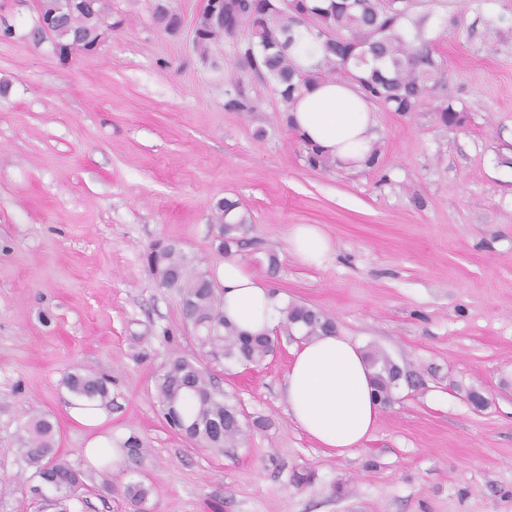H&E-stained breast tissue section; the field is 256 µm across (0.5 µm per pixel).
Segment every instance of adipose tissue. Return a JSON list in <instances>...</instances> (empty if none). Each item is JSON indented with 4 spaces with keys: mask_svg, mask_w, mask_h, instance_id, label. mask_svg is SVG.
<instances>
[{
    "mask_svg": "<svg viewBox=\"0 0 512 512\" xmlns=\"http://www.w3.org/2000/svg\"><path fill=\"white\" fill-rule=\"evenodd\" d=\"M302 140L337 166L361 170L373 142L374 116L357 87L324 81L304 94L288 115ZM288 250L305 265L321 264L333 251L329 235L315 224H295ZM224 290V317L240 331L273 335L284 304L235 255L213 270ZM284 398L298 427L336 454L362 447L376 426L381 404L360 345L334 334L303 341L284 381Z\"/></svg>",
    "mask_w": 512,
    "mask_h": 512,
    "instance_id": "1",
    "label": "adipose tissue"
}]
</instances>
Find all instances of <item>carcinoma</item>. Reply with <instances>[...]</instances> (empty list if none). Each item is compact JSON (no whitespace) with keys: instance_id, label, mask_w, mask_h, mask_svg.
<instances>
[{"instance_id":"obj_1","label":"carcinoma","mask_w":512,"mask_h":512,"mask_svg":"<svg viewBox=\"0 0 512 512\" xmlns=\"http://www.w3.org/2000/svg\"><path fill=\"white\" fill-rule=\"evenodd\" d=\"M224 4L222 19L198 16L195 51L212 68H220L212 58V47L230 35V28L247 24L237 54L256 58L258 76L274 85L286 113L304 90L319 81L350 82L368 102L400 114L418 111L444 82V64L435 55L433 40L426 37L427 16L415 13V0H288L286 5L279 0H224ZM47 11L62 15L53 38L60 49L73 53L108 31L111 5L110 0H38V12ZM176 21L169 0H156L155 26L173 34ZM309 36L319 42V52L302 66L294 53L304 50ZM435 112L448 127L462 125L464 110L450 103H440ZM216 220L220 226L216 252L222 257L241 246L238 233L249 216L239 201L224 198L217 204ZM146 261L159 287L179 291L185 315L201 324L198 339L213 360L258 366L273 354V338L246 335L224 319L222 291L202 261L166 240L151 245ZM284 313L285 326L296 329L303 340L335 333L334 320L315 308L292 303ZM367 362L380 402L391 401L403 377L401 366L376 348L367 350ZM69 388L86 399L107 396L104 381L91 375H72ZM156 389L165 419L177 429L188 428L191 441L219 451L237 444L243 433L239 407L216 389L206 367L178 357L159 375ZM54 435L51 421L36 419L23 452L37 466L42 484L62 495L60 512H67L68 490L77 488L80 478L54 459Z\"/></svg>"}]
</instances>
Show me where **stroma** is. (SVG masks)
Returning <instances> with one entry per match:
<instances>
[{
    "instance_id": "35a3bbf8",
    "label": "stroma",
    "mask_w": 512,
    "mask_h": 512,
    "mask_svg": "<svg viewBox=\"0 0 512 512\" xmlns=\"http://www.w3.org/2000/svg\"><path fill=\"white\" fill-rule=\"evenodd\" d=\"M172 3L183 27L168 34L154 0H112L119 28L63 63L32 35L37 0H0L15 30L0 39V512H59L22 452L40 416L84 480L70 512H130L129 483L148 491L141 512H512V0H422L445 81L419 111L374 107L381 151L362 171L311 166L235 38L209 68L190 43L200 0ZM239 91L251 112L226 108ZM443 100L466 126L440 122ZM226 197L251 215L240 258L284 303L324 311L337 335L412 373L362 448L336 455L293 421L286 327L260 366L213 361L180 293L150 274L160 238L219 264ZM294 224L332 238L321 264L290 255ZM177 357L268 427L245 426L224 452L171 429L156 380ZM76 373L105 379L99 431L139 441V458H84ZM302 471L310 484L295 483Z\"/></svg>"
}]
</instances>
